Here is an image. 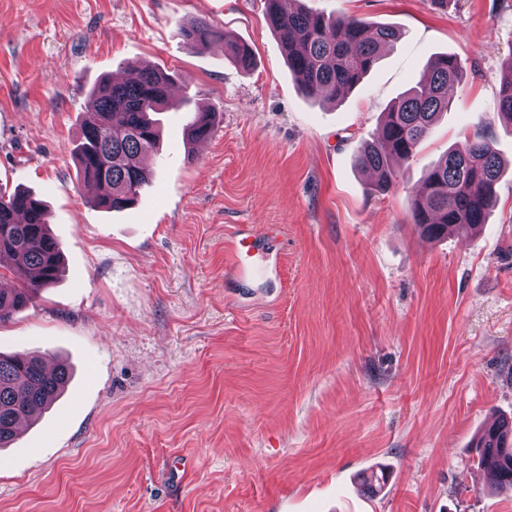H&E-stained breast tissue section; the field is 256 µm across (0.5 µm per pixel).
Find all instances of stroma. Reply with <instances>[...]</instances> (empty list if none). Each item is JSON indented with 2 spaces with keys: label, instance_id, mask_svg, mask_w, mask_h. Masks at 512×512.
<instances>
[{
  "label": "stroma",
  "instance_id": "obj_1",
  "mask_svg": "<svg viewBox=\"0 0 512 512\" xmlns=\"http://www.w3.org/2000/svg\"><path fill=\"white\" fill-rule=\"evenodd\" d=\"M399 39L334 102L305 97L265 0H0V187L36 194L60 278L0 323V352L70 367L0 448V512H512L472 446L512 417V126L499 114L512 0H302ZM204 19L254 52L193 48ZM465 72L395 184L357 164L436 55ZM174 75L152 183L108 212L77 177L90 91ZM213 116L208 139L187 123ZM504 173L475 231L430 242L407 198L450 146ZM280 243L242 279L238 229ZM385 472L380 492L364 476Z\"/></svg>",
  "mask_w": 512,
  "mask_h": 512
}]
</instances>
